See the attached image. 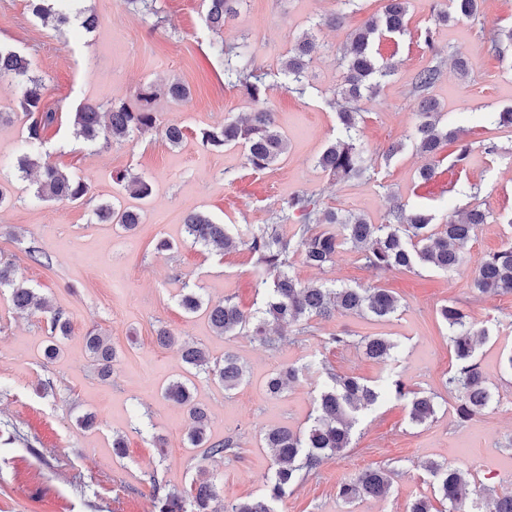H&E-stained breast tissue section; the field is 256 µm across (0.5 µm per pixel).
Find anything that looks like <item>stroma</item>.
<instances>
[{
  "label": "stroma",
  "instance_id": "stroma-1",
  "mask_svg": "<svg viewBox=\"0 0 512 512\" xmlns=\"http://www.w3.org/2000/svg\"><path fill=\"white\" fill-rule=\"evenodd\" d=\"M85 5L99 18L95 29L75 23L57 30L35 17L27 0H0V47L30 61L33 75L47 85L44 108L57 112L33 148L92 187L82 203L37 197L33 178L16 167L17 157L31 148L21 91L1 82L0 112L12 119L0 122V185L10 193L0 206V263H11L17 281L63 312L71 330L59 357L46 361L43 314L17 313L9 290L0 289V512H152L147 472H157L167 488L189 486L202 451L187 445L185 409L161 394L164 385L185 374L177 344L157 343L161 327L215 358L233 352L246 366V382L231 391L211 380L195 381L196 398L210 411L212 438L234 436L240 443L223 460L203 462L225 503L264 492L275 469L265 432L308 426L329 371L373 385L396 372L410 388L438 394L436 415L412 423L405 401L386 397L360 414L352 448L289 490L276 512H407L416 498L435 495L437 480L422 467L428 460L462 470L470 487L512 488V369L506 365L512 355V293L482 296L473 286L487 255L512 242V128L483 119L485 113L512 108V41H504L495 57L482 39L483 32L512 29V0H480L479 17L445 24L436 20L439 0H408L406 33L377 46L379 60L396 64L397 71L358 103L370 170L351 181L330 176L316 160L338 133V107L331 102L342 82L336 56L352 30L382 12L385 0H355L336 29L322 20L338 10L337 0H243L237 16L217 34L206 26L202 0H156L157 13L147 18L124 0H85ZM428 27L437 46L433 53L422 39ZM309 30L317 50L307 92L300 96L285 88L281 68L296 38ZM216 41L246 44L251 67L267 76L268 103L288 149L264 171L248 168L241 148L211 150L201 144L202 130L254 109L225 85L224 61L212 49ZM459 52L470 59L465 77L452 65ZM435 55L443 75L432 95L461 135L436 157V174L424 183L418 171L426 159L406 140L416 121L410 83ZM173 81L188 86V101L167 95ZM144 83L157 91L158 129L132 132L107 149L76 136L70 114L80 104L129 101ZM168 124L182 127L179 145L162 135ZM397 142L402 150L385 159L388 146ZM489 142L499 148L492 157L481 151ZM464 144L471 154L459 165L455 156ZM124 169L150 182V197L134 199L113 182V173ZM301 191L374 224L383 223L391 194L439 221L475 206L490 218L475 228L461 268L448 273L420 266L371 270L350 248L321 269L292 256L290 272L302 283L392 291L400 308L386 321L339 314L316 320L314 336L269 350L247 332L217 335L205 313H185L178 300L186 288L213 302L228 298L254 309L258 269L245 247L219 254L185 241L184 215L201 211L216 222L255 229L272 223L288 198ZM104 201L139 209V224L126 231L98 222L94 209ZM160 239L172 242V250L155 252ZM34 249L47 263L31 259ZM447 302L463 306L487 332L475 359L493 400L468 420L458 417L456 397L444 389L456 365L448 328L437 314ZM94 328L109 336L117 352L104 381L85 347ZM340 330L390 338L399 346V363L392 368L356 346L324 344V337ZM291 364L303 369L299 382L280 398H268L267 375ZM89 412L96 424L81 429L77 420ZM117 433L126 439L120 455L112 452ZM371 464L392 470L388 494L350 504L338 498L340 482Z\"/></svg>",
  "mask_w": 512,
  "mask_h": 512
}]
</instances>
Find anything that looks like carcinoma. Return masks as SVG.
<instances>
[{"instance_id": "1", "label": "carcinoma", "mask_w": 512, "mask_h": 512, "mask_svg": "<svg viewBox=\"0 0 512 512\" xmlns=\"http://www.w3.org/2000/svg\"><path fill=\"white\" fill-rule=\"evenodd\" d=\"M80 0H28L32 13L41 18H52L56 27L70 25L82 14ZM242 0H204L205 21L214 33H219L238 12ZM408 0H386L382 13L370 17L350 33L340 63L344 67L343 83L335 96L343 100L336 112L339 135L317 159V165L343 179H359L367 172L363 149L358 138L361 112L357 103L363 91L379 85L381 80L395 74V68L379 62L375 56V42L385 36L402 35L407 28ZM479 0H449L448 11L440 16L443 21L451 17L474 18L479 15ZM426 48L435 55L431 62L419 70L412 81V94L417 101L416 123L409 139L417 152L434 158L448 143L459 138V131L443 122L439 104L429 95L430 89L442 75V63L436 58L434 32L427 28L423 34ZM315 42L304 33L296 39L283 63L285 87L290 92L306 93V72L312 60ZM224 54V84L238 89L258 108L243 120L226 119L224 125L200 132L201 143L218 149L227 145L240 146L245 153L246 165L255 171L269 168L287 150V141L277 129L274 113L266 106L268 85L266 75L251 68L242 52L235 46H217ZM10 80L22 89L21 106L29 124L30 144L40 139L42 127L53 123L56 113L45 112L42 102L46 84L31 74L30 63L22 55L0 48V82ZM156 93L150 83L142 84L130 102L114 103L108 108V122L102 123L98 104L86 103L71 113L76 134L90 144L108 147L134 131L146 132L157 128L154 111ZM18 169L28 173L34 169L41 175L37 194L45 200L77 202L90 191L89 183L65 173L42 159L35 151L18 158ZM113 181L130 195L146 199L152 193L151 184L129 170L113 174ZM96 218L116 224L125 230L139 224L137 212L118 208L108 202L99 204ZM489 213L473 207L461 217H450L441 224L421 209H407L399 199L388 197L385 223L371 224L363 216L342 212L323 205L318 195L305 191L288 199L286 208L275 217V222L257 229L233 232L228 224H217L207 214L193 211L183 219L184 231L195 245L230 251L246 247L256 256L259 267L257 294L260 302L252 312H246L229 300L218 303L205 301L201 294L189 290L181 294L179 306L188 314L200 310L208 314L219 336L234 335L246 328L262 346L278 349L294 342L283 334L281 327L296 328V335H305L314 319L328 320L338 313L368 314L378 320H388L399 308V300L385 288H332L323 284L304 285L290 274V258L299 254L303 263L323 268L336 252L346 246L361 255L366 267L386 271L411 269L416 265L432 267L444 272L461 267L465 247L474 228L487 223ZM292 225L291 233L282 227ZM474 288L481 295L512 292V244L488 255L473 278ZM11 291L15 309L32 314H47L46 325L49 344L44 356L52 361L60 354V342L70 332L69 320L60 311H52L43 298L31 288L15 282L9 265L0 264V288ZM441 320L448 325L449 342L456 357V368L445 380V388L457 395L459 414L468 418L481 413L491 402V392L485 377L474 361L476 337L484 335L470 321L465 310L455 303H445L438 309ZM358 345L366 355L379 362L399 361L397 345L383 336L363 337ZM86 348L97 365V374L105 379L112 374L117 353L108 337L94 331L86 336ZM182 360L187 373L205 378L230 391L246 379V368L240 359L225 353L217 360L202 347L185 343L181 347ZM303 368L288 366L272 373L265 382L266 394L280 396L289 385L299 379ZM316 400L310 424L302 431L286 427L269 429L264 437L266 447L273 451L274 474L263 496L248 497L226 506L218 501L212 480L200 478L192 481L183 491L169 490L158 474L148 475L151 496L156 512H275L273 504L282 500L288 489L301 483L316 471L325 460L339 455L351 447L352 429L357 414L379 402L381 392L360 377H342L326 372ZM388 388L400 399L408 400L409 418L423 424L435 417L436 398L432 392L405 388L403 382L393 380ZM163 397L186 409L191 425L187 443L191 448L203 449L204 459L224 458L239 447L232 436L214 441L209 435L210 417L195 399L194 384L189 378L171 380L163 387ZM423 468L438 479V501L448 508L438 510L431 500L419 498L411 503L408 512H472L467 496V480L463 472L450 470L435 461H426ZM392 483V472L381 467H368L353 478L342 481L338 496L346 503L362 498L384 496ZM492 512H512V490L492 495Z\"/></svg>"}]
</instances>
